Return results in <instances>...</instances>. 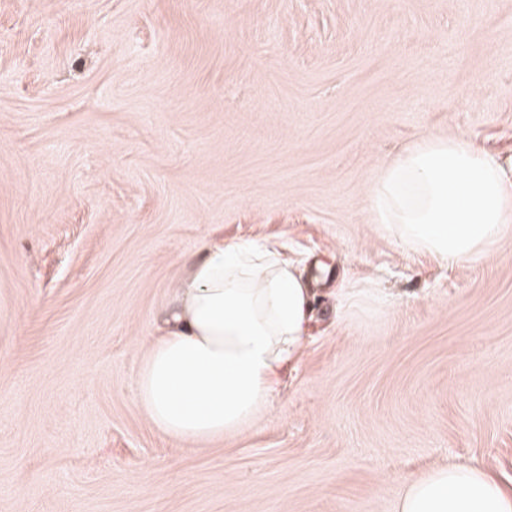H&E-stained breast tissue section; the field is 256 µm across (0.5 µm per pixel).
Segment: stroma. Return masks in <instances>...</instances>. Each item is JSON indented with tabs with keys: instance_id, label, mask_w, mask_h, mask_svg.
I'll return each mask as SVG.
<instances>
[{
	"instance_id": "stroma-1",
	"label": "stroma",
	"mask_w": 512,
	"mask_h": 512,
	"mask_svg": "<svg viewBox=\"0 0 512 512\" xmlns=\"http://www.w3.org/2000/svg\"><path fill=\"white\" fill-rule=\"evenodd\" d=\"M465 135L512 176V0H0V512H398L512 484V223L449 266L374 224L379 168ZM278 242L308 338L193 443L135 377L205 245ZM398 512H512V490L482 467H440L409 482Z\"/></svg>"
}]
</instances>
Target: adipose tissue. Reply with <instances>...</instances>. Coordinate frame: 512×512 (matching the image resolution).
Instances as JSON below:
<instances>
[{"label": "adipose tissue", "instance_id": "adipose-tissue-1", "mask_svg": "<svg viewBox=\"0 0 512 512\" xmlns=\"http://www.w3.org/2000/svg\"><path fill=\"white\" fill-rule=\"evenodd\" d=\"M135 378L149 420L180 440L237 432L269 405L307 334L310 294L274 245L206 247ZM398 512H512V490L482 467H440L409 482Z\"/></svg>", "mask_w": 512, "mask_h": 512}]
</instances>
